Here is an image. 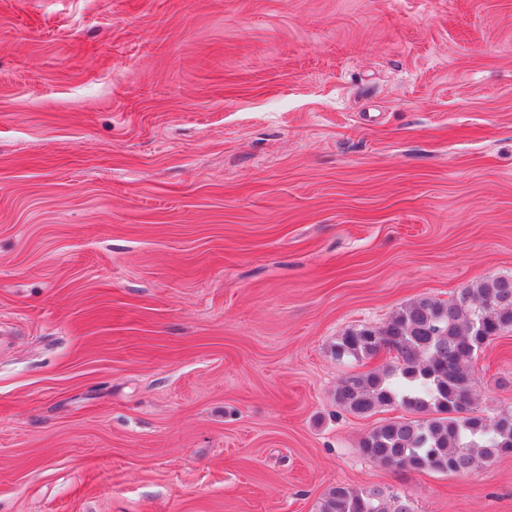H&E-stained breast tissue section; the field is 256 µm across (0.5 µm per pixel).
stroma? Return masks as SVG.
I'll return each instance as SVG.
<instances>
[{
	"label": "stroma",
	"instance_id": "35a3bbf8",
	"mask_svg": "<svg viewBox=\"0 0 512 512\" xmlns=\"http://www.w3.org/2000/svg\"><path fill=\"white\" fill-rule=\"evenodd\" d=\"M512 276V0H0V512H512L366 459L346 331ZM512 411V333L472 363ZM319 512H415L404 492L381 486L339 484L321 498Z\"/></svg>",
	"mask_w": 512,
	"mask_h": 512
}]
</instances>
